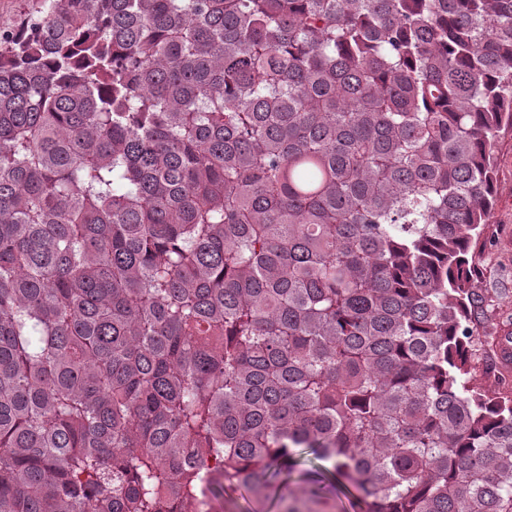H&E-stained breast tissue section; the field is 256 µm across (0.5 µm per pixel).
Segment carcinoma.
Listing matches in <instances>:
<instances>
[{
    "label": "carcinoma",
    "mask_w": 512,
    "mask_h": 512,
    "mask_svg": "<svg viewBox=\"0 0 512 512\" xmlns=\"http://www.w3.org/2000/svg\"><path fill=\"white\" fill-rule=\"evenodd\" d=\"M512 0H50L0 31V512H512L473 383ZM331 463L294 491L302 451ZM224 473L204 478L205 458Z\"/></svg>",
    "instance_id": "cac0c4a2"
}]
</instances>
